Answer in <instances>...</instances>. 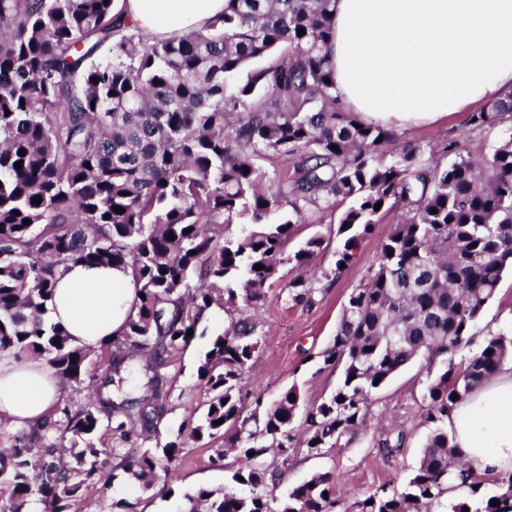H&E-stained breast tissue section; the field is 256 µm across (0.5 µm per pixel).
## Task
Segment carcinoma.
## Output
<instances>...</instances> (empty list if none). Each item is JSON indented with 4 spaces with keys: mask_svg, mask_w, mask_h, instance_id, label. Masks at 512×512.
<instances>
[{
    "mask_svg": "<svg viewBox=\"0 0 512 512\" xmlns=\"http://www.w3.org/2000/svg\"><path fill=\"white\" fill-rule=\"evenodd\" d=\"M112 8L113 0H0V356L42 357L64 383L97 392L0 450V512H25L34 496L43 512H75L81 490L103 479L94 436L105 425L130 435L131 408L145 424L161 420L170 379L161 369L215 305L230 325L197 367L203 414L175 439L121 456L111 477L121 471L149 485L188 443L207 438L220 442L213 464L230 448L237 462L224 488L185 494L183 512H433L457 480L470 481L472 503L451 512H512V478L486 485L445 426L456 400L512 359V336L503 334L454 359L512 268V132L480 161L456 140L437 158L412 142L387 154L393 130L342 110L326 83L333 0H224L221 18L152 43ZM277 51L279 62L237 81ZM265 90L276 107L260 102ZM508 116L512 93L471 113L470 124L489 132ZM259 159L276 168L272 188ZM344 201L336 274L372 234L376 205L398 207L403 218L321 352L341 376L328 399L307 409L303 447L320 455L340 445L365 422L375 380L385 383L418 356L438 370L423 415L431 432L400 488L381 485L347 501L321 474L279 498L269 490L276 470L267 455L294 456L300 395L291 387L266 404L263 392L243 391L258 348L251 311L267 300L282 261L303 269L323 251L314 235L286 254L295 226ZM229 224L239 233L224 235ZM70 263L123 267L138 285L125 331L98 349L73 344L47 318ZM288 290L295 302L312 293L300 278ZM138 357L146 393L120 404L105 396ZM53 432L84 447H62Z\"/></svg>",
    "mask_w": 512,
    "mask_h": 512,
    "instance_id": "1",
    "label": "carcinoma"
}]
</instances>
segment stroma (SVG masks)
<instances>
[{"mask_svg":"<svg viewBox=\"0 0 512 512\" xmlns=\"http://www.w3.org/2000/svg\"><path fill=\"white\" fill-rule=\"evenodd\" d=\"M451 139L478 157L489 150L494 137L473 130L465 112H455L435 124L397 133L398 143L417 142L428 151L439 149ZM402 218L398 209L384 213L372 236L359 247L354 261L340 275L332 273L335 257L329 250L318 255L302 272L289 263L280 266L282 282L270 289L266 303L257 312L259 348L244 375V390H261L271 401L294 386L307 405L331 395L339 377L322 369L319 354L335 336L350 293L366 281L380 242ZM299 275L304 276L313 290L310 299L302 303L293 301L285 286L287 280ZM228 323L224 311L211 309L199 324L198 334L175 356L168 368L173 379L165 412L156 427L146 429L134 424V432L128 439L106 428L100 430L95 443L102 448L104 459L111 461L119 455H133L140 449L172 440L191 413H202L205 396L197 385V366L209 350L213 336L223 333ZM472 333L471 343L459 348L456 358L479 350L488 335L512 336L511 271L504 273ZM427 383L423 359L404 366L372 393L364 424L343 439L339 447L323 455L299 449L283 466L275 495H285L293 486L317 474L329 475L349 500L364 497L388 482L402 485L418 466L429 436L428 427L421 422ZM398 430L406 435L403 447L396 454H385L382 440L389 432ZM210 454L209 447L188 444L173 463L171 477L165 485L157 483L146 488L121 474L109 482L89 487L84 491L78 512H110L113 503L120 500L133 503L136 512H179L184 494L201 487L219 489L226 482V471L211 464Z\"/></svg>","mask_w":512,"mask_h":512,"instance_id":"obj_1","label":"stroma"}]
</instances>
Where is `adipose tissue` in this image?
<instances>
[{
    "mask_svg": "<svg viewBox=\"0 0 512 512\" xmlns=\"http://www.w3.org/2000/svg\"><path fill=\"white\" fill-rule=\"evenodd\" d=\"M147 38L203 26L224 0H114ZM327 47L342 107L398 129L434 123L512 92V0H336ZM137 288L119 267L69 265L48 316L73 343L100 347L120 334ZM63 385L40 358L0 357V428L50 418ZM453 445L485 477L512 478V362L459 401L446 421Z\"/></svg>",
    "mask_w": 512,
    "mask_h": 512,
    "instance_id": "adipose-tissue-1",
    "label": "adipose tissue"
}]
</instances>
